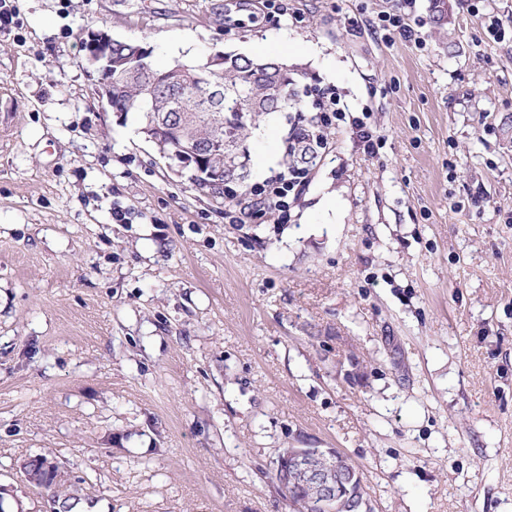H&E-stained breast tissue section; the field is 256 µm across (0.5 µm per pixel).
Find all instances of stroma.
I'll use <instances>...</instances> for the list:
<instances>
[{
	"instance_id": "obj_1",
	"label": "stroma",
	"mask_w": 512,
	"mask_h": 512,
	"mask_svg": "<svg viewBox=\"0 0 512 512\" xmlns=\"http://www.w3.org/2000/svg\"><path fill=\"white\" fill-rule=\"evenodd\" d=\"M11 0L0 26V484L26 459L79 512H292L285 448H335L374 512H512V0H416L418 42L347 28L390 0ZM506 24L504 40L488 32ZM154 66L278 57L350 125L287 223L203 195L97 95L88 30ZM293 113L244 147L283 171ZM126 220L114 223L113 210ZM357 131V136L363 144V150L370 156H376L382 148L384 137L374 131L359 117H353L350 121Z\"/></svg>"
}]
</instances>
